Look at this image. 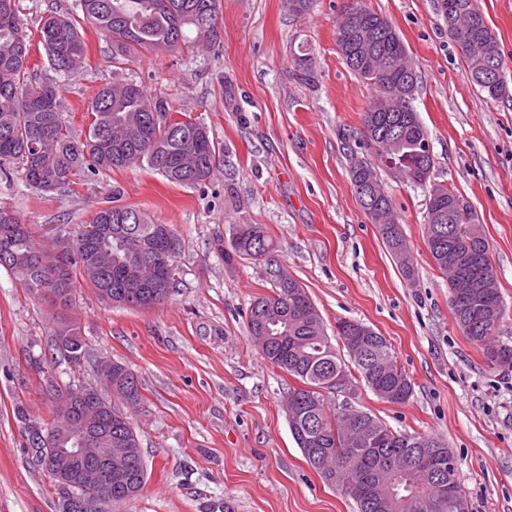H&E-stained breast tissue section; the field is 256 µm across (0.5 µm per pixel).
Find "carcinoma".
<instances>
[{
  "instance_id": "cac0c4a2",
  "label": "carcinoma",
  "mask_w": 512,
  "mask_h": 512,
  "mask_svg": "<svg viewBox=\"0 0 512 512\" xmlns=\"http://www.w3.org/2000/svg\"><path fill=\"white\" fill-rule=\"evenodd\" d=\"M20 0H0V173L10 176L18 167L25 184L37 193H51L69 184L65 173L98 175L145 166L180 186H197L209 179L220 160L221 147L204 122L189 114L174 121L168 103L124 77L126 66L146 52L186 47H215L221 0H76L75 10L42 19L38 44L57 78H66L85 63L87 45L83 24H90L112 46V81L99 87L88 101L83 137L62 109L57 83L36 82L28 59L34 47L21 23ZM459 23L484 20L477 0H458ZM352 11L345 9L336 22V45L346 65L376 92L363 115L360 137L342 133L350 160V181L356 195L372 200L365 213L379 226L383 242L407 278L414 276L406 241L380 170L405 177L428 189L426 241L437 268L448 285L459 267L489 280V288H472L462 299L449 298L456 326L480 345L488 366L512 364V347L497 339L503 317L497 275L489 244L477 215L464 195L432 182L436 165L428 135L412 102L418 75L390 22L361 8L372 32V50L366 55L352 36ZM194 31V36L186 30ZM461 49L467 78L492 99L509 97L499 43L487 24L481 40L468 46L448 31ZM183 244L169 224H158L140 210L122 204L98 209L90 222L59 231L48 247L32 225L14 211L0 207V269L18 279L30 292L54 305L73 304L75 282L81 280L104 301L118 306L153 309L176 288V258ZM224 264L238 260L263 262V275L273 294L257 299L247 324L251 338L274 367L295 377L288 388L286 409L291 434L306 461L331 485L348 483L347 493L358 512H468L463 490L437 499V478L455 481L456 462L448 445L438 438L395 432L370 414L343 408L333 412L325 397L336 389L331 380L346 376L354 387L351 369L380 398L407 402L411 380L398 365L387 339L373 328L351 355L347 328L352 320L336 322V346L306 289L272 259L273 239L261 224H238ZM51 347L73 368L87 358V345L74 323L54 331ZM98 396L92 403L78 401V385L61 388L48 383L53 405L50 422H34L23 404L16 418L23 424L25 448L36 463L52 459L56 449L72 442L68 413L100 416L94 446L114 448L126 483L112 490V504L136 499L146 482L140 442L128 408H138L137 377L125 365L102 361L98 368ZM435 448L440 474L410 461L412 449ZM62 512H70L61 487L63 475L47 468Z\"/></svg>"
}]
</instances>
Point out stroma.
<instances>
[{
    "instance_id": "35a3bbf8",
    "label": "stroma",
    "mask_w": 512,
    "mask_h": 512,
    "mask_svg": "<svg viewBox=\"0 0 512 512\" xmlns=\"http://www.w3.org/2000/svg\"><path fill=\"white\" fill-rule=\"evenodd\" d=\"M402 38L420 76L413 107L427 131L433 179L467 197L490 246L504 302L499 340L512 346V98L491 99L466 76L437 0H358ZM351 0H314L308 14L285 0H222L219 47L145 53L128 75L172 109L199 117L224 161L205 184L177 186L146 168L78 177L56 193L0 177V206L38 237L83 224L108 200L170 224L184 242L178 284L150 310L102 302L78 285L62 309L0 271V512H59L45 470L25 449L16 403L49 419L46 376L97 383L106 357L131 368L143 399L132 415L146 464L139 498L119 512H357L296 445L285 409L296 380L263 358L247 329L270 286L257 262L225 265L218 243L236 225H264L275 259L307 290L328 335L355 320L388 340L413 393L387 402L365 383L331 397L390 429L442 438L457 462L469 512H512V366L489 367L457 328L448 280L424 232L425 188L391 179L415 275L406 278L358 203L339 133L359 131L374 95L336 46V17ZM512 86V0H477ZM84 67L62 83L76 131L91 95L112 79V50L86 29ZM308 49L313 77L295 62ZM64 321L88 346L81 368L54 362L50 339Z\"/></svg>"
}]
</instances>
